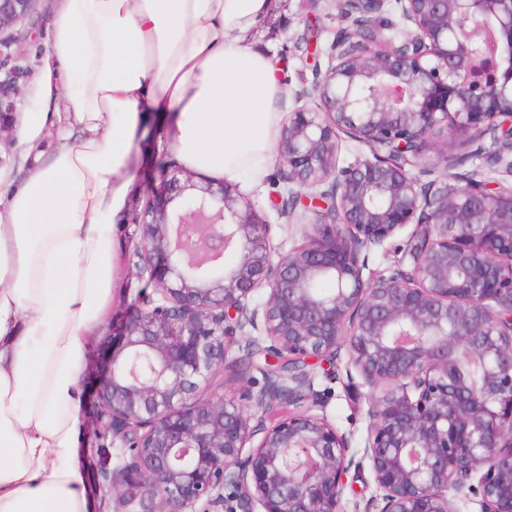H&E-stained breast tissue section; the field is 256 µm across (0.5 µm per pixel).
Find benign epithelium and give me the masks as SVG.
Returning <instances> with one entry per match:
<instances>
[{"label":"benign epithelium","instance_id":"7a95c632","mask_svg":"<svg viewBox=\"0 0 512 512\" xmlns=\"http://www.w3.org/2000/svg\"><path fill=\"white\" fill-rule=\"evenodd\" d=\"M35 2L0 0V33ZM344 2L353 23L331 46L318 107L295 108L275 150L281 213L304 195L327 202L303 242L277 249L248 195L177 164L131 216L143 286L109 330L91 431L117 458L96 490L118 509L345 512L348 475L366 462L363 512H459L471 495L480 512H512V187L413 173L427 159L450 170L487 138L486 162L512 174V0ZM343 135L369 155L339 166ZM410 225L427 231L392 274L367 273ZM260 338L288 375L264 371L257 388L239 361ZM463 346L482 366L477 387ZM343 350L369 390L360 448L315 412L308 359ZM226 373L246 405L224 400Z\"/></svg>","mask_w":512,"mask_h":512}]
</instances>
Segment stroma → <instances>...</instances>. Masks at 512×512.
<instances>
[{"label": "stroma", "mask_w": 512, "mask_h": 512, "mask_svg": "<svg viewBox=\"0 0 512 512\" xmlns=\"http://www.w3.org/2000/svg\"><path fill=\"white\" fill-rule=\"evenodd\" d=\"M56 4L57 0H36L31 17L11 34L0 37L5 45L0 52V71L11 74L15 81L16 112L37 103L44 60L50 51V21ZM351 24L343 0H275L272 14L251 32L247 43L267 51L282 72L286 110H293L300 102L315 106L312 90L325 74L330 45ZM164 128V123L149 122L143 136L135 141L131 209L143 208L147 189L176 160L162 142ZM30 162L21 128L0 136L1 194H8L19 184L28 173ZM279 176L277 165H270L261 187L253 190L251 197L268 217L274 246L286 251L300 243L311 214L299 207L290 218L279 216L274 206ZM133 231V224H124L116 244L119 269L111 311L116 319L124 315L139 288L128 261L127 242ZM315 388L322 394L328 418L341 432L352 435L354 442H362L368 426L367 390L350 376L347 355L337 358L332 374H317Z\"/></svg>", "instance_id": "obj_1"}]
</instances>
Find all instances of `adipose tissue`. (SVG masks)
Masks as SVG:
<instances>
[{
	"label": "adipose tissue",
	"instance_id": "ef3b65f1",
	"mask_svg": "<svg viewBox=\"0 0 512 512\" xmlns=\"http://www.w3.org/2000/svg\"><path fill=\"white\" fill-rule=\"evenodd\" d=\"M272 0H59L23 130L51 151L0 196V512H90L81 369L112 307L133 144L152 118L184 167L254 189L282 79L248 34Z\"/></svg>",
	"mask_w": 512,
	"mask_h": 512
}]
</instances>
